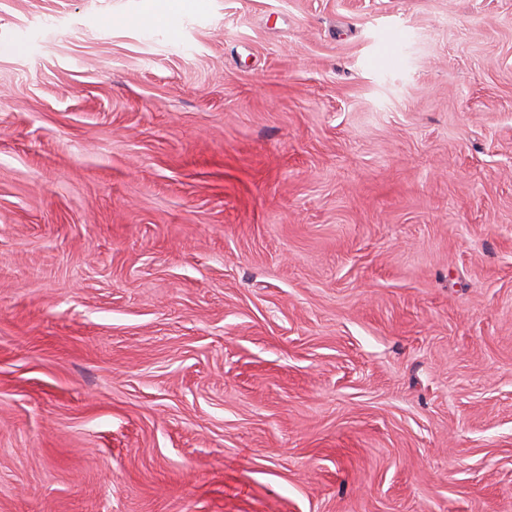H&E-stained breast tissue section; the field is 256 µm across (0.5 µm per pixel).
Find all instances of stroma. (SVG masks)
Segmentation results:
<instances>
[{
    "label": "stroma",
    "mask_w": 512,
    "mask_h": 512,
    "mask_svg": "<svg viewBox=\"0 0 512 512\" xmlns=\"http://www.w3.org/2000/svg\"><path fill=\"white\" fill-rule=\"evenodd\" d=\"M0 512H512V0H0Z\"/></svg>",
    "instance_id": "obj_1"
}]
</instances>
